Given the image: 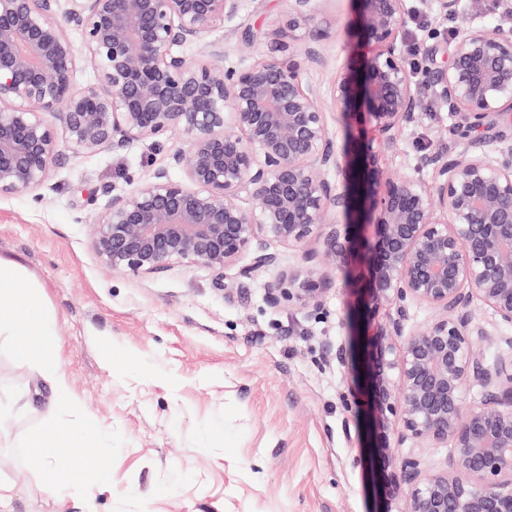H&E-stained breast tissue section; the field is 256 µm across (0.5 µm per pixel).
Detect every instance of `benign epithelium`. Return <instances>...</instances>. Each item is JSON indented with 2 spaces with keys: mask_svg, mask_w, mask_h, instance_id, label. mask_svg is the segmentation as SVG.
<instances>
[{
  "mask_svg": "<svg viewBox=\"0 0 512 512\" xmlns=\"http://www.w3.org/2000/svg\"><path fill=\"white\" fill-rule=\"evenodd\" d=\"M319 0H289L288 20L244 32L270 45L244 67L224 65L210 32L239 0H0V196L44 198L67 153L98 154L180 131L186 148L106 201L92 247L114 271L160 274L186 261L227 293L279 263L257 242L302 247L306 266L269 285L270 303L321 309L323 268L360 258L369 277L363 311L369 358L371 447L382 461L375 512H512V144L476 136L512 112V12L477 24L487 0H433L465 28L446 65L412 82L399 40L405 0H358L368 53L336 68L327 95L303 80L320 62L295 45ZM82 39L77 56L71 32ZM200 44L205 59L184 49ZM82 67L94 82L74 87ZM459 117L455 151L419 156L425 182L396 176L384 151L416 122L426 91ZM371 126L339 151L327 108ZM180 169L183 176H172ZM374 227V239L356 228ZM236 267L237 282L224 283ZM493 318L485 326L472 310ZM433 310L422 328L410 309ZM509 350L486 362L475 339ZM480 396L468 400L473 385ZM449 448L433 467L399 449Z\"/></svg>",
  "mask_w": 512,
  "mask_h": 512,
  "instance_id": "benign-epithelium-1",
  "label": "benign epithelium"
}]
</instances>
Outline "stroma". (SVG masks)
<instances>
[{"label":"stroma","instance_id":"1","mask_svg":"<svg viewBox=\"0 0 512 512\" xmlns=\"http://www.w3.org/2000/svg\"><path fill=\"white\" fill-rule=\"evenodd\" d=\"M407 5L404 43L419 46L424 65L443 64L448 32L462 22H448L426 0ZM358 10L357 0H321L311 44L323 61L307 67L306 83L326 89L336 66L361 54ZM287 17L288 0H241L209 38L223 43L226 63L249 64L267 46L244 44V30ZM453 122L427 95L418 121L387 149L389 169L413 173L424 149H448ZM185 145L176 133L158 147L71 154L53 169L42 201L0 196V260L22 268L53 316L71 399L124 438L110 484L84 499L70 489L45 492L11 450L45 421L52 387L0 354V481L14 486L10 512H84L89 501L97 512H373L377 460L355 398L362 348L351 333L363 292L347 268L331 270L324 306L310 316L265 298L280 273L301 267L292 248H279L278 267L229 295L185 262L158 275L115 272L93 251L91 220L104 188H127Z\"/></svg>","mask_w":512,"mask_h":512}]
</instances>
